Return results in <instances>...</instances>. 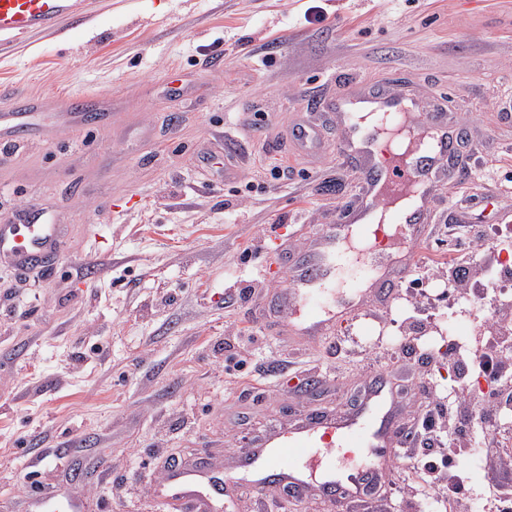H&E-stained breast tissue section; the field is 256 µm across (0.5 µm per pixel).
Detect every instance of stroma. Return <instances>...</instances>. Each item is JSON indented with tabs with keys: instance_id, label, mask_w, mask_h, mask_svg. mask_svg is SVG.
<instances>
[{
	"instance_id": "obj_1",
	"label": "stroma",
	"mask_w": 512,
	"mask_h": 512,
	"mask_svg": "<svg viewBox=\"0 0 512 512\" xmlns=\"http://www.w3.org/2000/svg\"><path fill=\"white\" fill-rule=\"evenodd\" d=\"M320 7L324 21L310 10ZM383 85L441 104L462 127L468 184L442 186L419 264L438 280L451 203L512 227V0H95L90 23L0 47V112L17 93L62 95L97 114L74 130L42 111V137L0 143V214L36 208L65 227L52 265L0 272V512H24L35 482L93 488V512H173L145 488L174 459L230 460L274 422L348 410L365 371L413 320L448 349L442 296L369 307L333 338L278 335L256 294L285 286L302 253L355 203L331 147L341 84ZM315 127L320 146L286 132ZM288 160L286 179L268 170ZM39 292L35 308L22 302ZM102 363L77 365L92 345ZM224 512H427V499L286 502L234 487Z\"/></svg>"
}]
</instances>
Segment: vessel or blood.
Wrapping results in <instances>:
<instances>
[{"label": "vessel or blood", "instance_id": "vessel-or-blood-1", "mask_svg": "<svg viewBox=\"0 0 512 512\" xmlns=\"http://www.w3.org/2000/svg\"><path fill=\"white\" fill-rule=\"evenodd\" d=\"M88 6L89 0H0V43L55 31L65 20L87 21ZM333 107L342 117L336 152L356 162L360 195L337 223L320 228L314 249L288 264V286L277 295L287 333L311 339L333 335L366 302L390 308L412 268L435 198V179L459 137L458 126L436 112L418 113L416 101L398 92H341ZM366 114L371 124L363 123ZM377 211L400 226L397 245L382 241L355 253L367 278L349 293L335 288L338 258L352 251L353 234H369L368 221ZM62 236L61 225L48 223L35 210L1 216L0 266L21 269L40 262L58 253ZM398 408L393 388L375 383L348 411H313L270 430L254 447L242 449L241 470L197 472L177 465L154 485L153 495L168 505L190 503L194 512H216L225 483L241 479L261 496L282 485L298 494L312 489L328 499L340 488L355 493L404 445ZM342 450L358 456L359 463L340 478L336 456ZM33 509L87 512L82 501L57 495L37 496Z\"/></svg>", "mask_w": 512, "mask_h": 512}]
</instances>
